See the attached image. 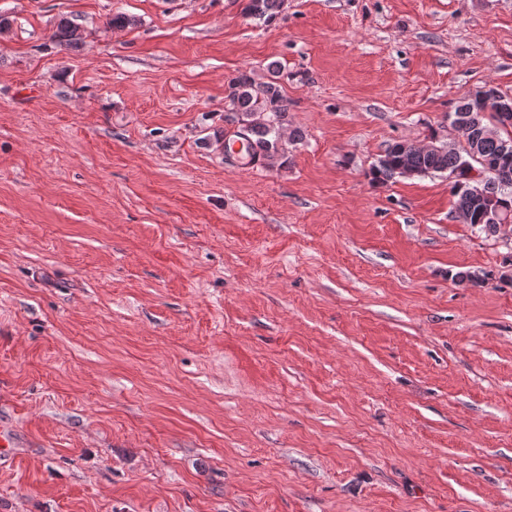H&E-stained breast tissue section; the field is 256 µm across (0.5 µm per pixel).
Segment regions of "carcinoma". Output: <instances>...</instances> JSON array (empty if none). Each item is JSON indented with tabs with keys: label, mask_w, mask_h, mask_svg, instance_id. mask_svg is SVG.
Returning a JSON list of instances; mask_svg holds the SVG:
<instances>
[{
	"label": "carcinoma",
	"mask_w": 512,
	"mask_h": 512,
	"mask_svg": "<svg viewBox=\"0 0 512 512\" xmlns=\"http://www.w3.org/2000/svg\"><path fill=\"white\" fill-rule=\"evenodd\" d=\"M284 9V0H247L246 15L253 19L269 22ZM270 79L256 83L249 76L240 74L227 83L226 98L231 107L235 122L238 123L236 137L245 145L238 156L243 166L262 163L270 167L283 159L287 153L288 139L284 138L288 127V99L284 96L279 82L280 65H269ZM483 124L502 125V139L512 140V122L497 112L483 117ZM399 150L389 146L371 168L373 180L384 182L398 175V169L406 168L419 174H448L455 198L454 207L463 202V191L459 185L469 183L473 170L484 169V163L497 159L499 144L494 140L482 143L478 157H473L467 148L457 152H425L413 145L397 144ZM486 191L497 196L512 209V177L494 179L487 183Z\"/></svg>",
	"instance_id": "1"
}]
</instances>
